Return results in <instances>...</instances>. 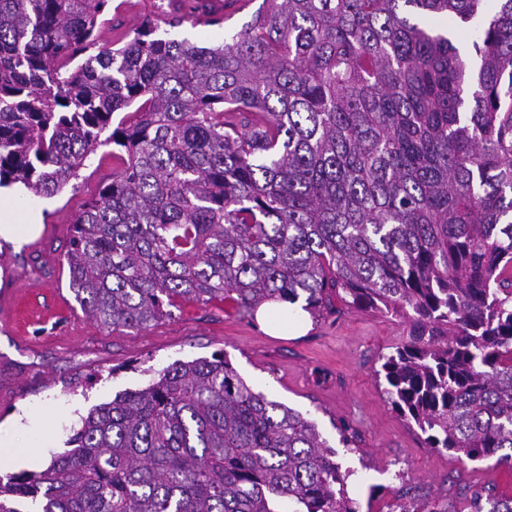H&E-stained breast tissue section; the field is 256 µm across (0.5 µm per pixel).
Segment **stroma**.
<instances>
[{
  "instance_id": "stroma-1",
  "label": "stroma",
  "mask_w": 512,
  "mask_h": 512,
  "mask_svg": "<svg viewBox=\"0 0 512 512\" xmlns=\"http://www.w3.org/2000/svg\"><path fill=\"white\" fill-rule=\"evenodd\" d=\"M170 2L112 0L99 45L112 44L114 30L132 31L148 17L158 22L157 37L216 47L251 20L262 0H249L220 26L188 20L175 28L162 19ZM101 152V163L81 170L75 187L37 198L38 233L0 238V287L34 278L16 329L0 326V423L11 424L27 409L41 412L50 447L40 467L68 451L81 416L94 406L145 386L175 361L220 351L268 399L316 423L352 473L348 493L359 512H387L399 494L422 506L442 503L468 485H495L512 494V469L430 448L393 409L377 372L383 356L406 338L398 319L342 305L311 319L304 335L272 336L220 301L183 305L141 329L105 327L89 318L70 289L65 255L73 218L112 176V149ZM343 423L360 432L359 451L341 447L337 428Z\"/></svg>"
}]
</instances>
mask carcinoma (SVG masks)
<instances>
[{
  "label": "carcinoma",
  "mask_w": 512,
  "mask_h": 512,
  "mask_svg": "<svg viewBox=\"0 0 512 512\" xmlns=\"http://www.w3.org/2000/svg\"><path fill=\"white\" fill-rule=\"evenodd\" d=\"M485 2L262 0L221 47L146 18L113 48L112 0H0V187L53 198L115 146L65 255L89 317L317 316L343 292L406 325L378 371L401 418L511 469L512 0ZM70 443L0 477V512H358L315 423L222 352L93 408ZM458 512L512 495L471 486Z\"/></svg>",
  "instance_id": "obj_1"
}]
</instances>
